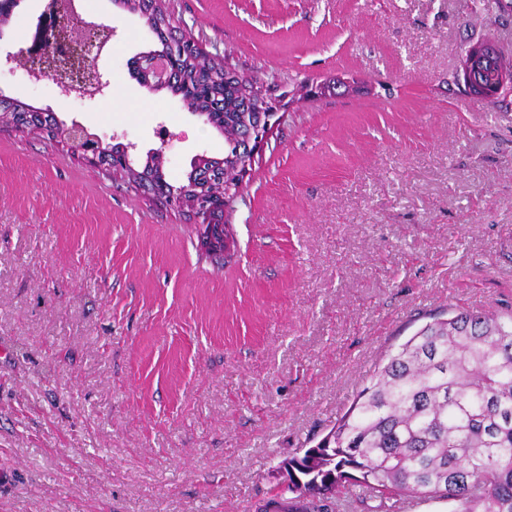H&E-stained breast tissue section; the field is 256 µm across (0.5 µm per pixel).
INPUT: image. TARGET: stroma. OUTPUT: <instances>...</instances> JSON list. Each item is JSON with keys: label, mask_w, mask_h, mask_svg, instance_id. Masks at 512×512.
Masks as SVG:
<instances>
[{"label": "stroma", "mask_w": 512, "mask_h": 512, "mask_svg": "<svg viewBox=\"0 0 512 512\" xmlns=\"http://www.w3.org/2000/svg\"><path fill=\"white\" fill-rule=\"evenodd\" d=\"M115 30L95 100L0 70V97L132 144L167 183L224 137L143 87L160 49ZM177 34L257 80L282 119L228 201L233 256L69 145L0 123V512H252L410 321L512 303V94L457 78L471 45L512 62L481 0H161ZM21 0L0 50L30 46Z\"/></svg>", "instance_id": "1"}]
</instances>
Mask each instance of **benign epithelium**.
<instances>
[{
  "label": "benign epithelium",
  "instance_id": "7a95c632",
  "mask_svg": "<svg viewBox=\"0 0 512 512\" xmlns=\"http://www.w3.org/2000/svg\"><path fill=\"white\" fill-rule=\"evenodd\" d=\"M113 36V28L102 21L85 20L80 27H75L69 14L59 7V0H46L38 18L35 43L16 54H6L4 65L9 66L23 56L26 58L29 79L38 81L50 75L61 95L68 97L77 92L84 98L93 99L104 95L109 87V82L103 79L97 66V60L108 49ZM188 47L198 49L200 45L190 39L177 38L169 42L163 51L138 55L137 62L145 77L144 86L153 90L173 83L178 60ZM494 54L495 49L491 45L477 43L462 55L460 72L463 73L468 91L476 97L490 99L512 93L511 70H499L488 83L481 80V73ZM242 91L251 97L256 111L266 114L265 123L249 129L247 134L250 160H253L278 124L276 116L279 107L263 98L255 86L244 84ZM45 118L46 114L42 111L27 115V120L34 123V129L52 138L59 137L54 125L45 123ZM66 136L82 157L95 166L105 165L112 169L130 166L129 150L134 148L132 143L121 146V153L113 155L106 165L100 157L104 142L99 135L75 123L66 129ZM157 168L159 160L155 159V155H149L144 169L136 172L137 185L161 200L165 207L188 213L195 224L201 249L210 254H224V245L228 241L224 238L223 213L232 196V189H224V173H219L214 179L201 176L190 181L183 191L174 193L158 182Z\"/></svg>",
  "mask_w": 512,
  "mask_h": 512
}]
</instances>
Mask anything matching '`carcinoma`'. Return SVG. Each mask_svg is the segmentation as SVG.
<instances>
[{"label":"carcinoma","instance_id":"carcinoma-1","mask_svg":"<svg viewBox=\"0 0 512 512\" xmlns=\"http://www.w3.org/2000/svg\"><path fill=\"white\" fill-rule=\"evenodd\" d=\"M174 94L229 138L244 100L220 62L179 65ZM283 481L254 512H367L405 500L454 512H512V305L433 314L378 366L314 445L280 461Z\"/></svg>","mask_w":512,"mask_h":512}]
</instances>
